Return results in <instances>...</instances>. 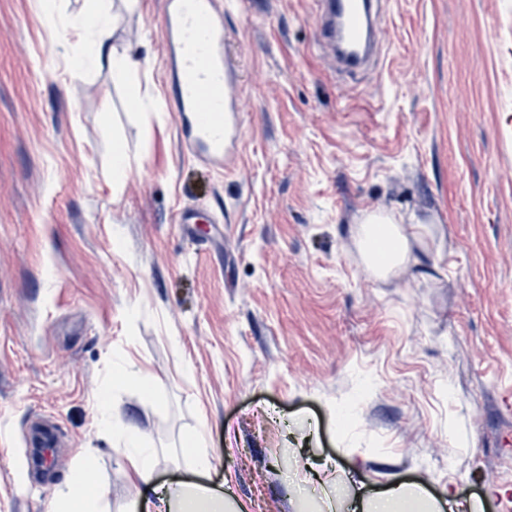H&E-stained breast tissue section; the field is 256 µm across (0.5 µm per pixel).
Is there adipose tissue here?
I'll list each match as a JSON object with an SVG mask.
<instances>
[{"instance_id":"1","label":"adipose tissue","mask_w":512,"mask_h":512,"mask_svg":"<svg viewBox=\"0 0 512 512\" xmlns=\"http://www.w3.org/2000/svg\"><path fill=\"white\" fill-rule=\"evenodd\" d=\"M71 28L80 32L82 40L70 64L72 79L83 78L102 62L112 64V78L122 83L142 67L140 60L109 41L110 17L104 0H86L84 13L72 17ZM363 248L372 267L389 274L410 259V242L420 239L425 231L421 222L398 225L395 217L367 212L362 218ZM103 428L118 434V444L132 470L135 484L146 485L152 480L154 465L150 449L144 448L139 429L117 418L111 410L100 414ZM97 481L86 466L75 469L68 494L57 503L56 512H100ZM229 495H219L202 485L180 486L159 493L156 503H144V512H226ZM438 503L427 499L420 491L398 485L384 494L362 500L360 512H437Z\"/></svg>"}]
</instances>
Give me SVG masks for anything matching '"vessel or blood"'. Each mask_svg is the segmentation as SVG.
Instances as JSON below:
<instances>
[{
  "label": "vessel or blood",
  "mask_w": 512,
  "mask_h": 512,
  "mask_svg": "<svg viewBox=\"0 0 512 512\" xmlns=\"http://www.w3.org/2000/svg\"><path fill=\"white\" fill-rule=\"evenodd\" d=\"M320 37L347 70L368 64L383 15L373 0H321ZM164 29L183 142L216 171L240 153V94L224 67V13L217 0H166Z\"/></svg>",
  "instance_id": "vessel-or-blood-1"
}]
</instances>
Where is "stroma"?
I'll return each instance as SVG.
<instances>
[{
  "instance_id": "35a3bbf8",
  "label": "stroma",
  "mask_w": 512,
  "mask_h": 512,
  "mask_svg": "<svg viewBox=\"0 0 512 512\" xmlns=\"http://www.w3.org/2000/svg\"><path fill=\"white\" fill-rule=\"evenodd\" d=\"M84 5L0 0V512H55L81 464L102 512L188 482L231 490L242 512H350L398 483L501 512L512 0H385L378 64L353 76L324 56L316 0H231L229 173L179 142L162 0H109L113 42L149 62L125 83L106 65L70 78ZM116 142L133 164L117 189ZM189 209L205 222L177 223ZM367 210L433 235L376 277ZM105 402L152 448L151 485L131 484ZM194 432L203 473L182 449Z\"/></svg>"
}]
</instances>
